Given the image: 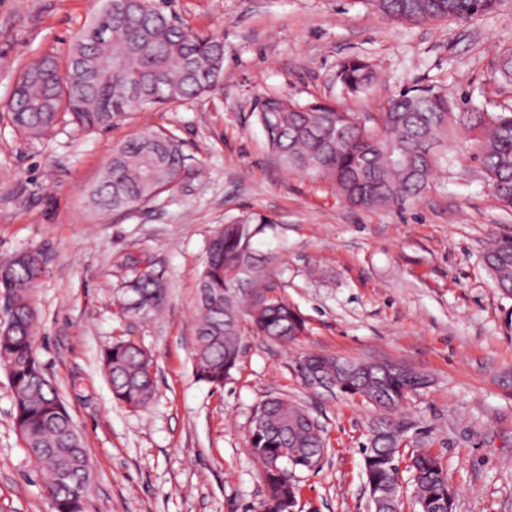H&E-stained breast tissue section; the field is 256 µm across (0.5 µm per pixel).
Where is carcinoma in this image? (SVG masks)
Masks as SVG:
<instances>
[{
  "label": "carcinoma",
  "mask_w": 512,
  "mask_h": 512,
  "mask_svg": "<svg viewBox=\"0 0 512 512\" xmlns=\"http://www.w3.org/2000/svg\"><path fill=\"white\" fill-rule=\"evenodd\" d=\"M499 0H363L391 20L426 23L438 19L468 20L492 13ZM125 60L137 81L122 71H95V57ZM224 72V42L214 34L187 29L151 0H110L74 38L65 64L44 55L27 65L18 79L23 92L11 99L12 122L28 137H42L72 126L88 131L110 128L131 112L187 100L209 92ZM372 65L361 58L343 61L337 80L351 94L366 92L375 82ZM256 118L269 149L291 170L332 185L346 204L371 209L403 204L421 194L435 171L448 163L451 130L471 134L476 157L501 207L512 211V109L469 110L433 88L408 89L391 98L367 123L333 102L300 103L269 97L259 100ZM185 157L174 137L143 129L112 151L98 183L88 194L97 211L124 212L150 202L178 181ZM260 228L249 219L224 225L211 241L198 275L195 373L199 380L221 386L239 358L241 337L288 342L306 331L304 317L288 301L268 297L271 276L251 262L252 239ZM502 295L512 292V238L493 240L485 252ZM42 274L31 252L0 260V297L13 306L12 328L0 332V368L12 388L14 426L30 458L36 460L49 492L53 512H83L82 487L89 459L83 439L56 388L47 379L34 347V287ZM142 308L161 307L165 284L152 267L136 269L127 284ZM101 362L118 403L147 407L154 398L153 357L133 340L106 347ZM358 373H337L336 357L302 354L300 376L314 371L334 390L386 408L373 426L377 449L363 448L366 483L380 490L399 484L398 470L381 464L379 452L398 453L401 422L395 414L407 389L424 384L413 371L376 370L354 363ZM309 413L297 403L273 397L255 410L251 428L253 456L263 465L267 489L263 512H278L280 500L300 492L299 474L316 469L325 452L321 427L307 422ZM293 448L288 465L283 451ZM417 508L427 501L437 512H453L454 498L441 461L431 449L412 454Z\"/></svg>",
  "instance_id": "carcinoma-1"
}]
</instances>
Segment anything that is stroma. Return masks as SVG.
Here are the masks:
<instances>
[{"label": "stroma", "instance_id": "35a3bbf8", "mask_svg": "<svg viewBox=\"0 0 512 512\" xmlns=\"http://www.w3.org/2000/svg\"><path fill=\"white\" fill-rule=\"evenodd\" d=\"M188 28L224 41V76L203 96L133 112L109 129L29 138L9 102L28 61L65 57L101 0H0V259L37 253L35 348L82 433L92 471L84 512H258L263 469L249 432L256 407L279 396L324 430L326 454L301 475L302 512H370L361 448L372 405L311 389L304 353L407 366L426 377L398 412L405 451L438 455L455 512H512V299L484 263L488 238L512 236L469 136L453 162L403 208L359 209L331 185L284 167L255 105L265 97L336 101L382 112L413 86L497 111L512 107L498 71L512 48V0L469 21H392L357 0H157ZM376 84L347 96L350 57ZM173 135L186 157L173 189L103 216L86 192L115 146L142 128ZM265 218L252 261L306 319L280 343L245 334L223 386L197 381V274L210 240L234 219ZM150 262L166 286L161 314L135 312L127 283ZM133 339L154 360L147 409L116 403L100 362ZM0 512H52L13 426L0 370Z\"/></svg>", "mask_w": 512, "mask_h": 512}]
</instances>
